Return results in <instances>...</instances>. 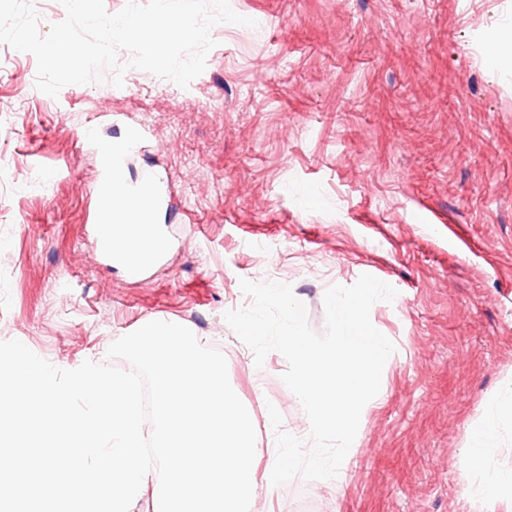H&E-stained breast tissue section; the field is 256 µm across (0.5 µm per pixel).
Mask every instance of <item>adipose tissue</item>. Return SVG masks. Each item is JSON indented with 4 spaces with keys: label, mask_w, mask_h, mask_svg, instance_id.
I'll return each mask as SVG.
<instances>
[{
    "label": "adipose tissue",
    "mask_w": 512,
    "mask_h": 512,
    "mask_svg": "<svg viewBox=\"0 0 512 512\" xmlns=\"http://www.w3.org/2000/svg\"><path fill=\"white\" fill-rule=\"evenodd\" d=\"M106 185L112 197L118 200V208L108 213L113 224H146L156 216L154 199L162 192L156 182H132L124 165L113 166Z\"/></svg>",
    "instance_id": "ef3b65f1"
}]
</instances>
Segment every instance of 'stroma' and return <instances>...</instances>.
<instances>
[{"label":"stroma","mask_w":512,"mask_h":512,"mask_svg":"<svg viewBox=\"0 0 512 512\" xmlns=\"http://www.w3.org/2000/svg\"><path fill=\"white\" fill-rule=\"evenodd\" d=\"M230 4L253 26L215 25L185 89L145 72L53 98L34 56L0 44V341L74 369L154 318L221 339L263 512H512L484 492L512 472V72L483 41L512 0ZM129 130L127 171L163 185L169 241L136 277L95 238L102 149ZM363 274L397 291L370 312L395 346L380 391L335 479L268 487L269 407L292 434L305 416L286 358L256 366L224 320L251 303L239 281L290 284L320 332L325 290ZM491 413V469L466 471Z\"/></svg>","instance_id":"35a3bbf8"}]
</instances>
